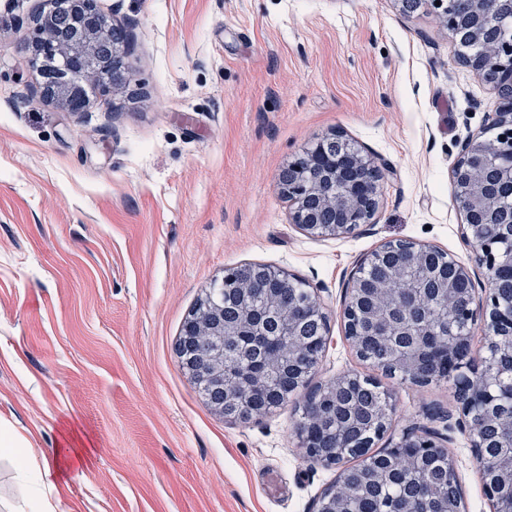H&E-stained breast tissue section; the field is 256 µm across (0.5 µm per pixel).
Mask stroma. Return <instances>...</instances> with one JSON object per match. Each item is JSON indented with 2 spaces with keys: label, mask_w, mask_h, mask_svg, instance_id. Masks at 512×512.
Wrapping results in <instances>:
<instances>
[{
  "label": "stroma",
  "mask_w": 512,
  "mask_h": 512,
  "mask_svg": "<svg viewBox=\"0 0 512 512\" xmlns=\"http://www.w3.org/2000/svg\"><path fill=\"white\" fill-rule=\"evenodd\" d=\"M126 27L128 86L89 111L43 99L22 45L47 0H0V428L35 458L89 448L56 480V512H315L339 471L304 458V397L224 418L176 343L226 270L281 268L329 320L307 389L355 372L395 410L377 448L432 430L467 512H489L449 383L423 388L358 358L342 318L357 266L389 241L483 268L460 234L451 167L499 93L427 10L395 0H98ZM337 131L389 169L372 223L294 227L277 178Z\"/></svg>",
  "instance_id": "obj_1"
}]
</instances>
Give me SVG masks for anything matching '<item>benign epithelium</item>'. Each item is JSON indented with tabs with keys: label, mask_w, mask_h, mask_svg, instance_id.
Instances as JSON below:
<instances>
[{
	"label": "benign epithelium",
	"mask_w": 512,
	"mask_h": 512,
	"mask_svg": "<svg viewBox=\"0 0 512 512\" xmlns=\"http://www.w3.org/2000/svg\"><path fill=\"white\" fill-rule=\"evenodd\" d=\"M50 9L39 15L34 35L24 45L30 60L37 64L42 97L64 111L78 114L88 111L83 80L55 69H46L40 57L53 47L58 57L80 61L91 81L103 83L114 92L128 83L124 57L126 45L112 42V53L105 44L111 27L97 8L96 0H48ZM400 10H414L425 3L436 14L448 35L455 41L466 37L481 47L477 54L466 55L464 62L477 73L493 64L512 70V38L499 33L496 16L512 17V0H469L464 14L448 8V0H395ZM497 134L492 139L469 141L452 169L455 195L463 199L459 209L465 224L462 234L472 244L476 260L485 269L488 296L484 312L486 343L483 353L472 348L471 330L477 320L472 304L458 308V285H473L469 267L433 246L414 241H390L365 258L351 276L342 315L347 339L361 349V324L374 325V336L420 337L423 347L439 352L453 364L450 376L459 394L462 414L468 421L478 418L498 430L504 443L512 442V416L504 418L497 408L512 403V302L497 292L500 277L512 276V209L502 206L498 187L512 184V93L502 94L499 112L493 123ZM386 170L379 167L339 133L322 137L303 157L280 173L279 189L288 193L291 220L301 232L317 237L343 236L373 220L380 203ZM442 256L444 275L430 271L432 258ZM378 265L385 268L388 280L402 281L414 273L417 280L401 293L385 288L367 275ZM295 278L282 269L244 265L224 274L201 298L189 314L177 341L180 364L197 384L207 388L206 400L221 415L229 407L244 403L263 390L267 369L259 362L229 373L224 364V341L264 333L270 312H276L270 338L288 337L292 355L303 345L301 321L291 310L297 309L319 326H327L326 313L312 294H288V309L278 308V295ZM237 289L242 308L234 320L224 319L222 287ZM455 314L465 330L439 337L436 324L425 309L427 299ZM303 455L325 467H337L351 453L343 447L333 453L313 447L305 434L298 433ZM471 447L480 469L492 468L500 477L512 481V458L503 461L484 457L485 435L470 431ZM393 448H410L412 454H432L443 450L429 432L406 431ZM343 484L325 489L316 512H348L342 495Z\"/></svg>",
	"instance_id": "benign-epithelium-1"
}]
</instances>
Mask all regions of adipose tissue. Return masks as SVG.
<instances>
[{
    "instance_id": "adipose-tissue-1",
    "label": "adipose tissue",
    "mask_w": 512,
    "mask_h": 512,
    "mask_svg": "<svg viewBox=\"0 0 512 512\" xmlns=\"http://www.w3.org/2000/svg\"><path fill=\"white\" fill-rule=\"evenodd\" d=\"M0 456L9 458L15 471L22 479L40 512H54L47 496L55 487V479L64 470L81 471L86 454L84 450L75 451L73 457L55 458L54 462H36L29 451L23 448L20 440L8 430L0 431Z\"/></svg>"
}]
</instances>
